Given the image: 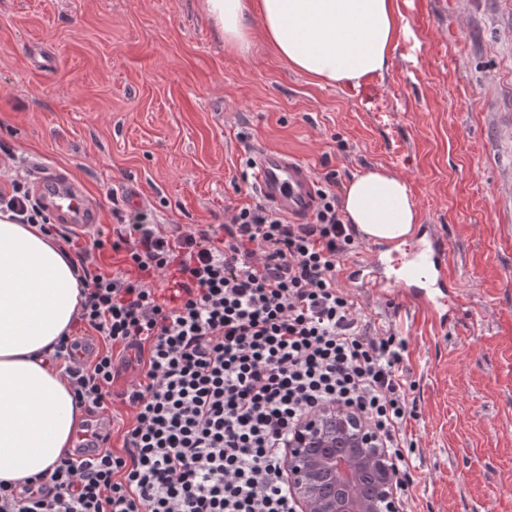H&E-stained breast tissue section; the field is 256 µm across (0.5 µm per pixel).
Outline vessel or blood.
Instances as JSON below:
<instances>
[{
    "mask_svg": "<svg viewBox=\"0 0 512 512\" xmlns=\"http://www.w3.org/2000/svg\"><path fill=\"white\" fill-rule=\"evenodd\" d=\"M252 174L264 202L292 222L304 223L315 210L318 184L305 162L283 151L259 148L253 153ZM31 185L38 201L61 226L82 235L98 226L99 207L66 172L32 163ZM417 235L419 248L400 276L387 272L392 245L374 244L370 247L371 260L347 264L345 278L374 298L397 291L409 307L427 315L433 323L444 325L448 322L447 296L459 291L449 272L448 241L432 224L420 225Z\"/></svg>",
    "mask_w": 512,
    "mask_h": 512,
    "instance_id": "obj_1",
    "label": "vessel or blood"
}]
</instances>
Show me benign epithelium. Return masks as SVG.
<instances>
[{"label":"benign epithelium","instance_id":"obj_1","mask_svg":"<svg viewBox=\"0 0 512 512\" xmlns=\"http://www.w3.org/2000/svg\"><path fill=\"white\" fill-rule=\"evenodd\" d=\"M287 473L300 512H401L393 457L369 422L344 406L300 421L288 440Z\"/></svg>","mask_w":512,"mask_h":512}]
</instances>
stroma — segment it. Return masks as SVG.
Segmentation results:
<instances>
[{
    "mask_svg": "<svg viewBox=\"0 0 512 512\" xmlns=\"http://www.w3.org/2000/svg\"><path fill=\"white\" fill-rule=\"evenodd\" d=\"M373 84L331 86L262 33L228 51L201 0H0V187L24 160L69 172L101 229L137 185L161 224L216 227L248 203V152L343 193L383 168L454 255L463 309L435 327L398 293L354 297L408 342L413 512H512V0H394Z\"/></svg>",
    "mask_w": 512,
    "mask_h": 512,
    "instance_id": "1",
    "label": "stroma"
}]
</instances>
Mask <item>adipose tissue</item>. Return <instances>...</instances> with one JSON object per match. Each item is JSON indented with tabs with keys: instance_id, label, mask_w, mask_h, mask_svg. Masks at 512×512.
Wrapping results in <instances>:
<instances>
[{
	"instance_id": "ef3b65f1",
	"label": "adipose tissue",
	"mask_w": 512,
	"mask_h": 512,
	"mask_svg": "<svg viewBox=\"0 0 512 512\" xmlns=\"http://www.w3.org/2000/svg\"><path fill=\"white\" fill-rule=\"evenodd\" d=\"M202 8L229 51L249 52L251 21L260 19L291 67L328 85L359 86L396 48L393 0H203ZM343 209L369 240L406 241L418 222L407 185L381 168L346 185ZM82 287L58 240L0 212V481L53 469L75 444L81 408L51 357L76 324Z\"/></svg>"
}]
</instances>
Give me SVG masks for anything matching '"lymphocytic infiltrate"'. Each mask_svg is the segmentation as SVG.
Masks as SVG:
<instances>
[{"mask_svg":"<svg viewBox=\"0 0 512 512\" xmlns=\"http://www.w3.org/2000/svg\"><path fill=\"white\" fill-rule=\"evenodd\" d=\"M318 196L304 224L258 200L215 229L169 231L134 209L111 240L93 234L80 263L108 250L118 260L84 273L77 323L108 347L85 358L64 338L54 356L79 406L92 413L117 396L131 409L122 449L93 443L23 486L0 483V512H298L288 439L329 404L380 433L410 499L407 340L339 285L355 231L334 191ZM0 211L73 240L21 179L0 191ZM126 370L132 379L113 393Z\"/></svg>","mask_w":512,"mask_h":512,"instance_id":"obj_1","label":"lymphocytic infiltrate"}]
</instances>
